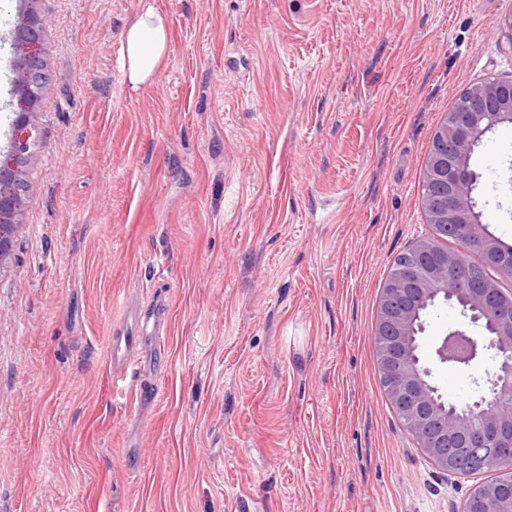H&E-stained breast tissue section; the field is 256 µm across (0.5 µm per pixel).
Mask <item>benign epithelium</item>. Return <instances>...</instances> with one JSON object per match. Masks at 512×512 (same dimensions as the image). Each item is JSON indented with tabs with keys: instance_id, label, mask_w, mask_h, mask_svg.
Wrapping results in <instances>:
<instances>
[{
	"instance_id": "7a95c632",
	"label": "benign epithelium",
	"mask_w": 512,
	"mask_h": 512,
	"mask_svg": "<svg viewBox=\"0 0 512 512\" xmlns=\"http://www.w3.org/2000/svg\"><path fill=\"white\" fill-rule=\"evenodd\" d=\"M38 0H26L12 30L15 76L11 94L14 119L9 144L0 151V269L11 257L8 229L19 223L24 183L21 164L37 139L33 115L43 88L44 19ZM462 109H450L438 128L428 158V181L436 195L422 198V206L435 232H448L451 224L466 227L467 243L488 262L512 271V247L490 234L482 222L473 192L479 174L471 159L487 133L512 124V80L488 79L469 88ZM399 274L389 277L379 302L374 340L377 365L393 411L414 436L419 448L440 469L453 473L456 465L480 450L512 447V292L492 280L475 277L460 252L436 250L432 238L415 242L398 260ZM462 288L448 295V274ZM443 297L455 303L470 324L485 330L483 343L472 345L473 361L483 351H494V369L487 372L488 394L464 403L441 401L433 369L418 354L420 335L426 330L425 309ZM453 329L435 339V363L446 364L448 339L465 336ZM471 498L495 500V512H512V480L473 489Z\"/></svg>"
}]
</instances>
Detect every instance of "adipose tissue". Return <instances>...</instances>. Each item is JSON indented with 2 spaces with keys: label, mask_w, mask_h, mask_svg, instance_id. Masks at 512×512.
I'll use <instances>...</instances> for the list:
<instances>
[{
  "label": "adipose tissue",
  "mask_w": 512,
  "mask_h": 512,
  "mask_svg": "<svg viewBox=\"0 0 512 512\" xmlns=\"http://www.w3.org/2000/svg\"><path fill=\"white\" fill-rule=\"evenodd\" d=\"M170 21L154 0H141L140 8L123 36L122 69L131 88L152 82L166 61Z\"/></svg>",
  "instance_id": "adipose-tissue-1"
}]
</instances>
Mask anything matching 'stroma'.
Masks as SVG:
<instances>
[{"label": "stroma", "instance_id": "35a3bbf8", "mask_svg": "<svg viewBox=\"0 0 512 512\" xmlns=\"http://www.w3.org/2000/svg\"><path fill=\"white\" fill-rule=\"evenodd\" d=\"M157 80L115 51L139 0H41L46 82L0 272V512H461L393 412L373 334L433 229L426 157L456 100L512 77V0H155ZM0 0V149L13 119ZM512 246V124L472 158ZM167 352L113 383L127 308ZM493 367L439 365L446 398Z\"/></svg>", "mask_w": 512, "mask_h": 512}]
</instances>
